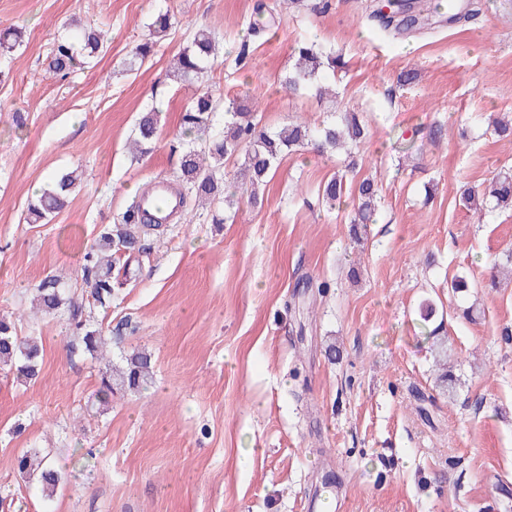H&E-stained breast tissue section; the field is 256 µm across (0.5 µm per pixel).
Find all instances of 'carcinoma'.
Returning a JSON list of instances; mask_svg holds the SVG:
<instances>
[{"instance_id":"carcinoma-1","label":"carcinoma","mask_w":512,"mask_h":512,"mask_svg":"<svg viewBox=\"0 0 512 512\" xmlns=\"http://www.w3.org/2000/svg\"><path fill=\"white\" fill-rule=\"evenodd\" d=\"M447 7L448 23H462L477 16L481 4L471 2L460 5L454 0L446 4L418 3V17L408 22L395 15L384 14L375 7L368 19L378 22L381 29L402 35L437 23L441 7ZM177 24V18L169 12H158L147 25L149 38L136 45L127 65L148 59L156 46L155 38ZM104 33L92 27L81 26L73 33L54 43L50 52L47 72L50 77L62 81L82 71L102 48ZM21 34L16 31L0 33V57L21 46ZM298 61L286 81L293 94H304L310 88L324 95L321 79L329 71L336 72L340 61L325 55L315 44H305L298 49ZM218 39L214 32L203 26L194 28L187 46L178 54L174 76L182 83L195 85V92L180 113L179 128L182 136V151L179 161V180L191 190L201 202L225 204L236 203V191L225 189L224 162L231 158H243L239 168L242 183L250 186L247 202L255 205L259 201L257 189L267 182L272 167L280 156L299 151L309 145L320 153H333L345 142L358 144L366 135V127L357 113L346 112L341 123L312 129L304 122L291 123L276 132H270L260 125L257 114L252 111L250 93L240 92L228 101L215 95L208 84V77L218 66ZM224 116V130L215 131L218 115ZM162 112L151 108L139 118L137 137L133 148L145 150L157 136ZM82 169L75 167L54 177L48 187L39 190L28 203L25 221L39 224L50 221L67 205L69 198L81 188ZM348 192L344 176L336 174L324 184L322 198L330 206L341 202ZM356 205L350 220L353 225H367L374 222L376 203L379 196L377 184L366 179L359 182L354 190ZM492 199L498 208H512V173L504 172L493 177L490 190L482 194L467 191L465 201L471 206L478 200ZM134 209L121 217V223L103 227L97 238L83 255V279L90 288L93 303L104 307L112 301L115 288L113 267L116 256L145 250L142 240L147 231L162 229L160 224H134L131 222ZM36 312L54 315L61 310L69 312L68 320L81 333L79 343L91 358L105 359L108 340L96 328L87 326L82 309L76 306L58 277L42 281L36 289ZM41 347L35 336H19L5 317L0 318V366L14 370L20 376L32 381L40 372ZM152 381L151 358L144 352L134 351L124 357L123 366L102 375L99 392L105 396L116 392L139 393ZM17 469L23 477L36 479L45 496H53L59 487L61 476L49 455L35 460L28 455L17 459Z\"/></svg>"}]
</instances>
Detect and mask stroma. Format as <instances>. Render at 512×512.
Segmentation results:
<instances>
[{
  "label": "stroma",
  "mask_w": 512,
  "mask_h": 512,
  "mask_svg": "<svg viewBox=\"0 0 512 512\" xmlns=\"http://www.w3.org/2000/svg\"><path fill=\"white\" fill-rule=\"evenodd\" d=\"M369 2L0 0V29L24 32L0 79V316L43 347L37 381L0 369L8 512H512V284L484 285L489 267L512 260V211L480 217L461 201L512 169V142L488 121L512 115V0L398 39L367 20ZM260 4L279 25L253 38ZM163 8L178 26L127 71ZM73 24L102 28L104 49L60 83L45 66ZM200 24L224 46L211 87L227 98L250 90L267 128L351 111L368 136L352 170L341 155H285L260 203L223 224L186 195L183 220L131 254L133 277L110 306L90 308L113 363L145 351L154 367L145 390L102 408V363L76 350L66 314L33 315L30 300L53 275L87 294L81 259L100 226L120 220L134 189L175 182L192 89L169 69ZM308 41L343 63L336 104L284 87ZM410 68L416 81L400 84ZM154 106L166 124L133 158L128 142ZM77 166L83 184L68 206L25 223L35 188ZM341 170L380 188L376 221L358 238L350 205L331 210L318 195ZM457 275L466 296L448 293ZM306 279L315 290L303 291ZM432 330L448 339L451 398L434 384ZM28 450L66 476L53 497L14 471Z\"/></svg>",
  "instance_id": "stroma-1"
}]
</instances>
